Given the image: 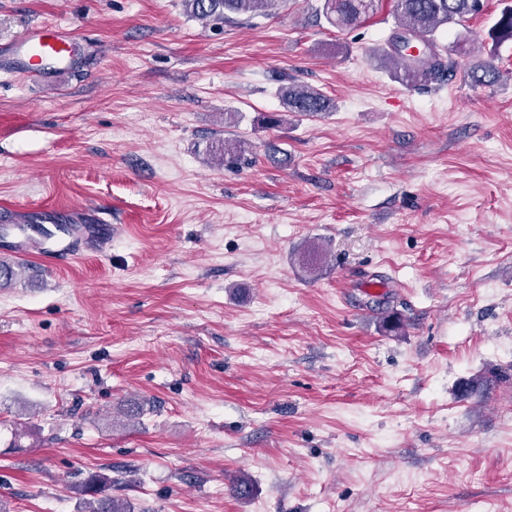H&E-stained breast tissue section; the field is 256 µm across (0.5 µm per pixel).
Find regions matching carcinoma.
Listing matches in <instances>:
<instances>
[{
	"label": "carcinoma",
	"instance_id": "cac0c4a2",
	"mask_svg": "<svg viewBox=\"0 0 512 512\" xmlns=\"http://www.w3.org/2000/svg\"><path fill=\"white\" fill-rule=\"evenodd\" d=\"M187 7L202 19H231V16L270 15L284 0H185ZM378 0H321L320 11L332 26L345 30L368 19L377 9ZM485 9V0H394L396 31L421 40L430 53L420 59L410 58L396 50L390 54L396 62L397 78L407 84L438 80L451 67L436 51L431 36L442 26L466 23ZM496 43L512 40V6L502 10L491 29ZM499 72L489 61L470 69V78L477 85H490L497 81ZM288 111L313 117L330 108V99L317 89L292 82L279 91ZM106 478L93 475L84 485L87 512H130L128 503L105 493Z\"/></svg>",
	"mask_w": 512,
	"mask_h": 512
}]
</instances>
